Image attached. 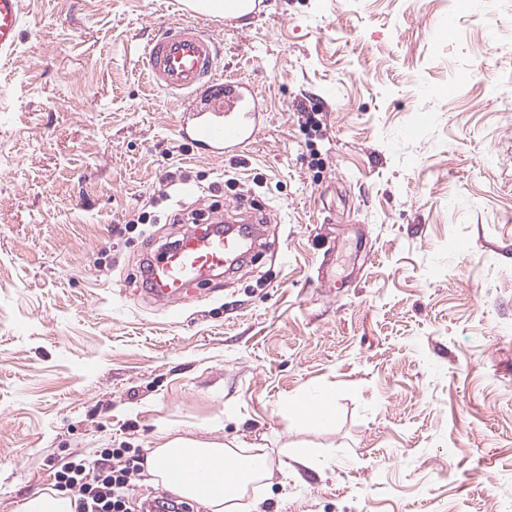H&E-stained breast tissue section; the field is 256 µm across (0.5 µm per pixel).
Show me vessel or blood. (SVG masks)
Here are the masks:
<instances>
[{"mask_svg":"<svg viewBox=\"0 0 512 512\" xmlns=\"http://www.w3.org/2000/svg\"><path fill=\"white\" fill-rule=\"evenodd\" d=\"M263 0H226L224 19L255 14ZM25 16L21 0H0V60L18 46ZM144 65L153 84L187 102L190 112L177 127L178 136L211 156H235L255 137L261 113L253 91L240 80L222 76L218 46L206 25L161 20L143 48ZM244 230L209 226L185 235L143 269L154 300H185L190 286L214 281L218 272L235 269L243 259Z\"/></svg>","mask_w":512,"mask_h":512,"instance_id":"1","label":"vessel or blood"}]
</instances>
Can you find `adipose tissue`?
Listing matches in <instances>:
<instances>
[{
    "instance_id": "adipose-tissue-1",
    "label": "adipose tissue",
    "mask_w": 512,
    "mask_h": 512,
    "mask_svg": "<svg viewBox=\"0 0 512 512\" xmlns=\"http://www.w3.org/2000/svg\"><path fill=\"white\" fill-rule=\"evenodd\" d=\"M159 437L160 445L150 449L146 457V469L152 482L176 496L200 503L207 512H234L236 501L243 498L250 487L273 474L269 454L260 445L230 447L220 442L174 437L166 429L160 430ZM199 460L209 463L217 474L216 490L200 489L188 475L172 477L170 469L174 462L188 467Z\"/></svg>"
}]
</instances>
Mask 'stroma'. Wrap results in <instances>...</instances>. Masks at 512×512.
Segmentation results:
<instances>
[{
    "instance_id": "stroma-1",
    "label": "stroma",
    "mask_w": 512,
    "mask_h": 512,
    "mask_svg": "<svg viewBox=\"0 0 512 512\" xmlns=\"http://www.w3.org/2000/svg\"><path fill=\"white\" fill-rule=\"evenodd\" d=\"M22 8L0 61V512L164 425L269 448L243 512H512V0L191 12L259 101L238 157L181 144L184 105L147 80L176 0ZM250 202L252 262L150 298L144 258L192 229L169 216ZM316 392L333 420L291 423Z\"/></svg>"
}]
</instances>
